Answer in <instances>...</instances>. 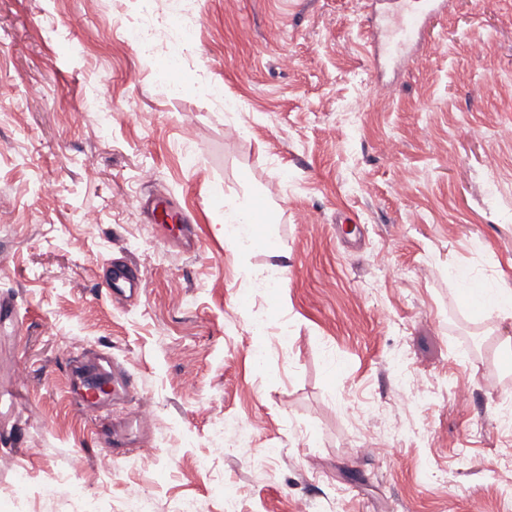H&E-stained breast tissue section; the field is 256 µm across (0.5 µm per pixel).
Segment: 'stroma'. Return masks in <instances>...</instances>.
Listing matches in <instances>:
<instances>
[{
	"label": "stroma",
	"mask_w": 512,
	"mask_h": 512,
	"mask_svg": "<svg viewBox=\"0 0 512 512\" xmlns=\"http://www.w3.org/2000/svg\"><path fill=\"white\" fill-rule=\"evenodd\" d=\"M181 1L0 0V297L19 313L0 321V506L512 512V319L464 287L512 292V142L494 137L512 122V0H452L398 62L375 59L390 0ZM147 21L167 31L148 56ZM155 194L194 250L161 240ZM227 198L270 247L217 236ZM120 257L145 279L126 306L103 285ZM272 268L279 288L254 287ZM97 347L153 415L109 477L64 370ZM228 421L250 447L217 435Z\"/></svg>",
	"instance_id": "stroma-1"
}]
</instances>
